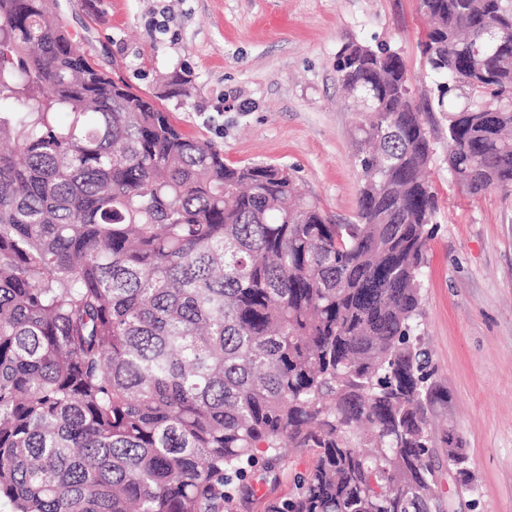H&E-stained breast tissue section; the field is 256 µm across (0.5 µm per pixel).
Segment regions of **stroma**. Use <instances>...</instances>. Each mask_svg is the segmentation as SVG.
<instances>
[{
    "instance_id": "obj_1",
    "label": "stroma",
    "mask_w": 512,
    "mask_h": 512,
    "mask_svg": "<svg viewBox=\"0 0 512 512\" xmlns=\"http://www.w3.org/2000/svg\"><path fill=\"white\" fill-rule=\"evenodd\" d=\"M79 47L151 94L173 70L189 72V103L165 100L187 134L226 163L283 164L334 222L353 220L355 114L342 96L336 54L345 44H388L413 76L417 104L433 92L419 43L420 0H59ZM435 153L437 228L427 249L423 328L435 381L448 400L437 431L461 440L475 475L468 491L444 473L455 512H512V191L474 196L452 178L447 130L427 124ZM313 454L295 449L277 481L245 512L287 497Z\"/></svg>"
}]
</instances>
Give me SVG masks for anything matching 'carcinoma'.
<instances>
[{
    "mask_svg": "<svg viewBox=\"0 0 512 512\" xmlns=\"http://www.w3.org/2000/svg\"><path fill=\"white\" fill-rule=\"evenodd\" d=\"M448 171L512 189V0H421ZM355 221L287 167L229 165L79 50L58 0H0V501L11 512H448L420 332L433 144L388 46L336 54ZM167 96L194 87L174 71ZM65 112L61 124L57 114ZM312 462L313 454L310 450L292 449L279 469L277 481L260 485V491L246 509H241V512H266L270 502L288 496L293 487L295 474L306 471Z\"/></svg>",
    "mask_w": 512,
    "mask_h": 512,
    "instance_id": "cac0c4a2",
    "label": "carcinoma"
}]
</instances>
